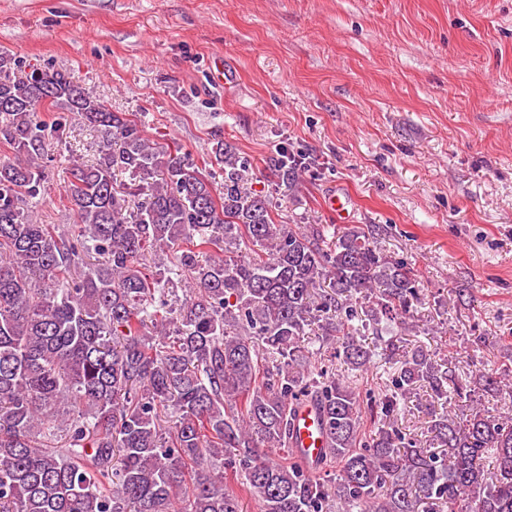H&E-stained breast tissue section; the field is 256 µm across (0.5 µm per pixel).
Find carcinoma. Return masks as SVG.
Here are the masks:
<instances>
[{
	"instance_id": "carcinoma-1",
	"label": "carcinoma",
	"mask_w": 512,
	"mask_h": 512,
	"mask_svg": "<svg viewBox=\"0 0 512 512\" xmlns=\"http://www.w3.org/2000/svg\"><path fill=\"white\" fill-rule=\"evenodd\" d=\"M16 67L1 51L0 512H242L243 493L258 512H512V411L431 412L444 458L398 425L419 387L444 405L475 395L449 359L391 337L381 354L400 368L360 399L376 351L358 336L413 327L422 292L377 247L386 228L277 224L224 141L219 192L65 72ZM66 112L100 157L73 162L76 222L58 232L34 209ZM306 168L283 148L270 178L286 193ZM313 329L330 362L317 370L302 345ZM481 381L509 388L512 373ZM303 400L325 438L313 464L292 450Z\"/></svg>"
}]
</instances>
